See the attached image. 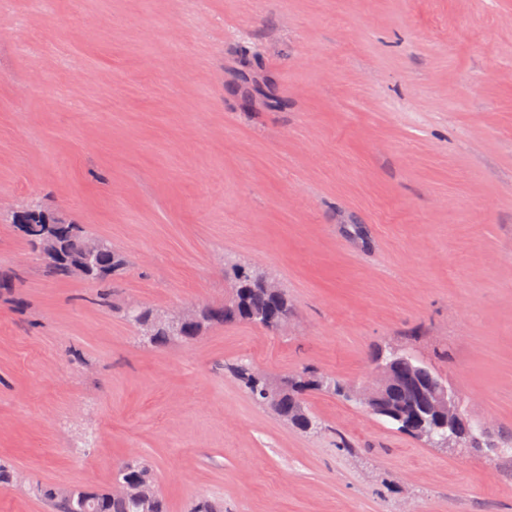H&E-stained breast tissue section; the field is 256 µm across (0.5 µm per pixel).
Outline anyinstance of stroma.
Here are the masks:
<instances>
[{"instance_id": "35a3bbf8", "label": "stroma", "mask_w": 512, "mask_h": 512, "mask_svg": "<svg viewBox=\"0 0 512 512\" xmlns=\"http://www.w3.org/2000/svg\"><path fill=\"white\" fill-rule=\"evenodd\" d=\"M23 203L127 258L106 302L43 273ZM235 265L287 333L122 318L222 304ZM0 275V512L138 455L168 512H512L492 459L316 390L301 432L228 371L361 385L406 350L512 431V0H0Z\"/></svg>"}]
</instances>
